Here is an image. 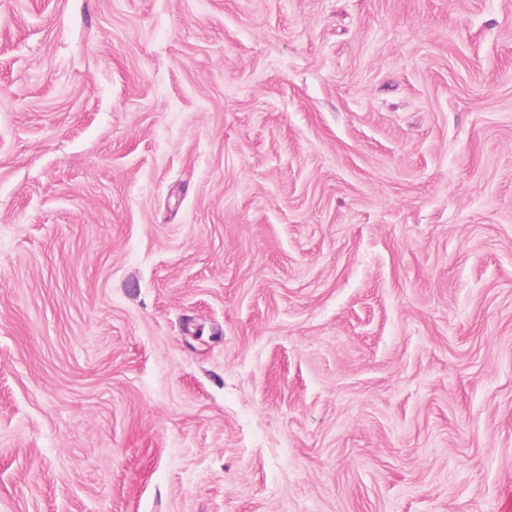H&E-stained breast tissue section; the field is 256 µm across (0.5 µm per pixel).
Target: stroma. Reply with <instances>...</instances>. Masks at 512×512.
Wrapping results in <instances>:
<instances>
[{
	"label": "stroma",
	"mask_w": 512,
	"mask_h": 512,
	"mask_svg": "<svg viewBox=\"0 0 512 512\" xmlns=\"http://www.w3.org/2000/svg\"><path fill=\"white\" fill-rule=\"evenodd\" d=\"M512 0H0V512H504Z\"/></svg>",
	"instance_id": "obj_1"
}]
</instances>
